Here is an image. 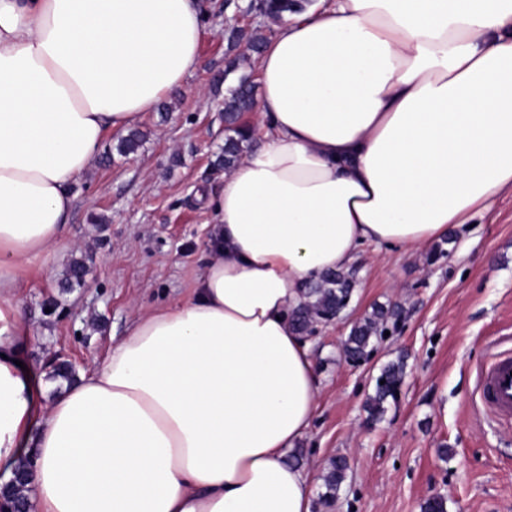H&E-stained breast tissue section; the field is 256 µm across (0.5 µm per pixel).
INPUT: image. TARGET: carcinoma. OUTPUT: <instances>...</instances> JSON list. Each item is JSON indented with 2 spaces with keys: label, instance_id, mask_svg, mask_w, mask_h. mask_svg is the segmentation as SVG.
Returning <instances> with one entry per match:
<instances>
[{
  "label": "carcinoma",
  "instance_id": "1",
  "mask_svg": "<svg viewBox=\"0 0 512 512\" xmlns=\"http://www.w3.org/2000/svg\"><path fill=\"white\" fill-rule=\"evenodd\" d=\"M306 8L304 0H250L245 11L255 12L273 24L279 23L288 13H297ZM269 35L261 28H244L230 25L227 28V65L224 78L236 76L234 86L224 96V148L217 157V169L231 170L242 154L249 148L252 132L240 123L243 113L256 107L255 85L252 73L246 71L245 64L254 55L262 52ZM355 281L349 272L333 271L306 289V295L314 298L293 311L292 317L298 332L304 334L315 326L328 322L351 299ZM400 315V307L377 306L351 328L344 342L346 357L355 362L371 356L374 341L384 336L388 320ZM405 379V359L399 355L381 368L375 379V391L366 402L368 420L379 421L387 411V406L397 402ZM349 464L346 458L338 456L330 463L324 475L325 492L321 503L328 506L337 496L346 480Z\"/></svg>",
  "mask_w": 512,
  "mask_h": 512
}]
</instances>
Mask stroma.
<instances>
[{
	"label": "stroma",
	"mask_w": 512,
	"mask_h": 512,
	"mask_svg": "<svg viewBox=\"0 0 512 512\" xmlns=\"http://www.w3.org/2000/svg\"><path fill=\"white\" fill-rule=\"evenodd\" d=\"M199 64L135 128L142 144L121 155L120 133L75 188L76 200L54 255L33 259L17 293L30 361L81 373L126 336L135 310L189 297L204 272L214 219L207 195L224 174L225 19L234 8L206 0ZM444 253L364 247L350 267L356 290L344 320L316 326L306 341L316 362L319 407L295 448L314 478L312 512H421L442 495L447 512H512V425L487 415L476 373L494 341L512 337V191L484 215L450 230ZM81 262V283L67 271ZM402 314L367 361H348L343 343L374 305ZM407 357L398 404L381 421L365 404L381 367ZM350 468L336 499L322 505L323 476L335 457Z\"/></svg>",
	"instance_id": "stroma-1"
}]
</instances>
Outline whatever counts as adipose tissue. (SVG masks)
Masks as SVG:
<instances>
[{"label": "adipose tissue", "instance_id": "obj_1", "mask_svg": "<svg viewBox=\"0 0 512 512\" xmlns=\"http://www.w3.org/2000/svg\"><path fill=\"white\" fill-rule=\"evenodd\" d=\"M200 0H0V480L27 512H311L286 460L320 382L292 312L364 246L427 247L512 190V0H322L255 62L261 145L208 199L190 298L48 395L16 290L107 133L196 70Z\"/></svg>", "mask_w": 512, "mask_h": 512}]
</instances>
